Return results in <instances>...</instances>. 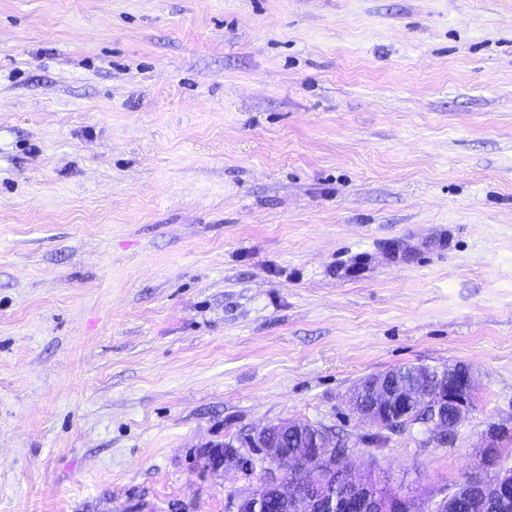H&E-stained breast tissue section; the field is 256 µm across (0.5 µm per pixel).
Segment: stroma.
<instances>
[{
	"label": "stroma",
	"instance_id": "stroma-1",
	"mask_svg": "<svg viewBox=\"0 0 512 512\" xmlns=\"http://www.w3.org/2000/svg\"><path fill=\"white\" fill-rule=\"evenodd\" d=\"M288 420L419 503L512 429V0H0V512H227ZM454 364L465 366L468 368L467 375L464 379L457 381L453 372ZM448 364V381H444L437 385L438 395L432 400V405L448 407L453 417V434H456L461 420L474 408L473 395L477 389L476 380L473 372L468 366L461 362ZM437 369L438 368H430L420 365H408L391 369L390 372L399 374L402 378L416 377L419 379L418 383L420 385H424L428 394L431 395L435 390L431 375H433ZM370 384L374 392L375 402L371 410L366 409L361 404L362 389L359 386L360 384L353 390L351 397L352 411L361 422L368 426L390 425L393 422L390 409H400L403 404L421 401L423 398L428 399L417 388L391 390L386 383L385 374L370 378Z\"/></svg>",
	"mask_w": 512,
	"mask_h": 512
}]
</instances>
